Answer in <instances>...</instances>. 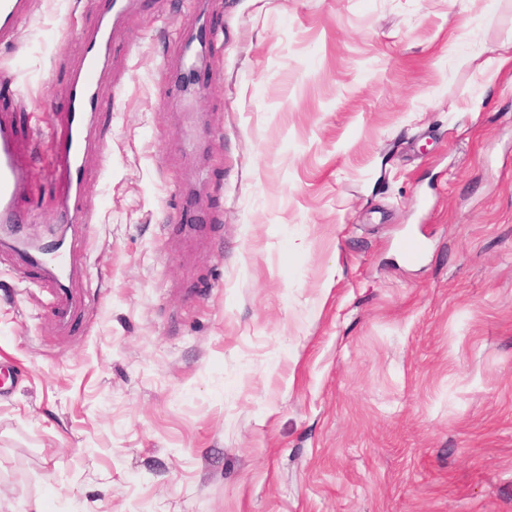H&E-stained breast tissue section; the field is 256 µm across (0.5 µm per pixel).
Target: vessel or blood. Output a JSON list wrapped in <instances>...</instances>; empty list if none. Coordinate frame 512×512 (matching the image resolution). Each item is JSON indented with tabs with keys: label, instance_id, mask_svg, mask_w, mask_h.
Masks as SVG:
<instances>
[{
	"label": "vessel or blood",
	"instance_id": "obj_1",
	"mask_svg": "<svg viewBox=\"0 0 512 512\" xmlns=\"http://www.w3.org/2000/svg\"><path fill=\"white\" fill-rule=\"evenodd\" d=\"M29 6V0H0V42L13 38L16 25L28 14ZM107 32L103 24L95 29L72 69L68 108L52 148V166L63 179L59 204V221L63 224L88 221L80 206L85 182L84 155L90 124L98 112L97 89L106 64ZM31 162V155L16 135L13 113L0 111V224L11 225L18 236L30 222L21 200L28 188ZM72 274L66 248L56 249L50 261L49 279L60 283Z\"/></svg>",
	"mask_w": 512,
	"mask_h": 512
}]
</instances>
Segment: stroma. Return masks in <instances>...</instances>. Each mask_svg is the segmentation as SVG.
Returning <instances> with one entry per match:
<instances>
[{
  "instance_id": "1",
  "label": "stroma",
  "mask_w": 512,
  "mask_h": 512,
  "mask_svg": "<svg viewBox=\"0 0 512 512\" xmlns=\"http://www.w3.org/2000/svg\"><path fill=\"white\" fill-rule=\"evenodd\" d=\"M100 8L0 43L34 237ZM509 47L512 0H129L68 323L0 249V512H512Z\"/></svg>"
}]
</instances>
